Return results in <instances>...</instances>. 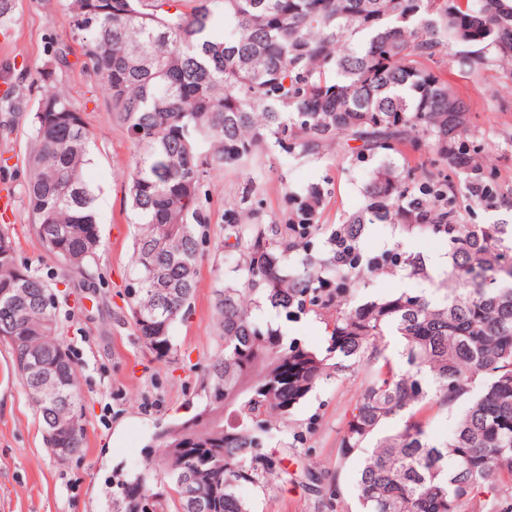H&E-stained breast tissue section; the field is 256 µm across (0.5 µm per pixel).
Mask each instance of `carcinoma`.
Segmentation results:
<instances>
[{"label": "carcinoma", "instance_id": "obj_1", "mask_svg": "<svg viewBox=\"0 0 512 512\" xmlns=\"http://www.w3.org/2000/svg\"><path fill=\"white\" fill-rule=\"evenodd\" d=\"M66 0L73 38L109 90L112 123L125 130L132 156L128 198L137 224L129 308L138 339L158 357L172 350L170 329L197 288L199 239L206 223L202 188L215 172L238 167L277 146L319 156L340 137L374 153L395 142L426 143L435 158L397 170L383 162L366 186L376 219L446 226L451 275L463 287L441 302L402 293L336 310L327 354L255 322L264 302L284 311L317 301L318 272L295 273L288 244L261 224L229 222L240 273L215 291L224 354L210 365L203 407L154 435L141 469L116 481L112 512H138L144 496L157 512H198L183 495L186 478L205 512H251L238 493L276 470L268 450L271 418L284 416L324 379L362 377V391L340 441L343 456L367 448L356 493L360 512H498L512 482V249L500 226L456 223L453 199L430 207L411 185L465 173L454 146L468 106L434 67L454 54L458 70L477 77L511 66L512 0ZM32 150L24 195L32 234L67 270L88 274L103 247L96 194L84 180L92 138L82 112L61 90L27 113ZM322 202L309 187L290 224H311ZM162 270L168 292L155 286ZM53 286L17 261L0 233V329L26 390L39 375L58 398L35 404L66 423L83 445L82 395L60 334ZM402 344L401 363L384 340ZM44 353L39 371L31 354ZM482 382L481 391L473 385ZM459 415L440 445L427 435L426 409ZM402 417L390 433L382 427Z\"/></svg>", "mask_w": 512, "mask_h": 512}]
</instances>
